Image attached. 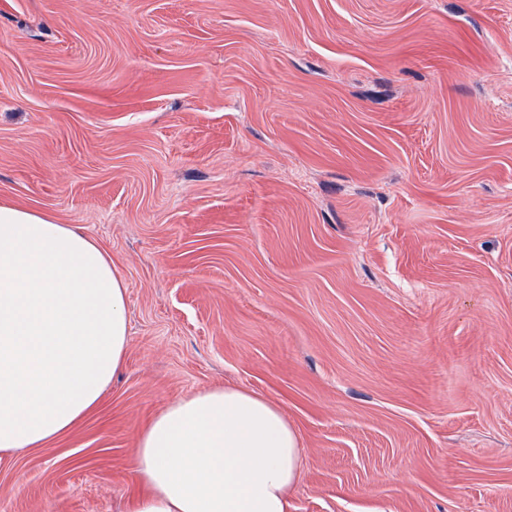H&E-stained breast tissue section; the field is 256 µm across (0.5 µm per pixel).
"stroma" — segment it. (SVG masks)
I'll return each instance as SVG.
<instances>
[{
  "label": "stroma",
  "instance_id": "obj_1",
  "mask_svg": "<svg viewBox=\"0 0 512 512\" xmlns=\"http://www.w3.org/2000/svg\"><path fill=\"white\" fill-rule=\"evenodd\" d=\"M0 203L129 317L0 512H128L145 422L213 387L298 433L291 512H512V0H0Z\"/></svg>",
  "mask_w": 512,
  "mask_h": 512
}]
</instances>
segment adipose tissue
Here are the masks:
<instances>
[{
  "label": "adipose tissue",
  "mask_w": 512,
  "mask_h": 512,
  "mask_svg": "<svg viewBox=\"0 0 512 512\" xmlns=\"http://www.w3.org/2000/svg\"><path fill=\"white\" fill-rule=\"evenodd\" d=\"M127 286L78 227L0 204V459L99 407L128 348ZM129 512H289L301 441L255 393L179 398L141 430Z\"/></svg>",
  "instance_id": "ef3b65f1"
}]
</instances>
